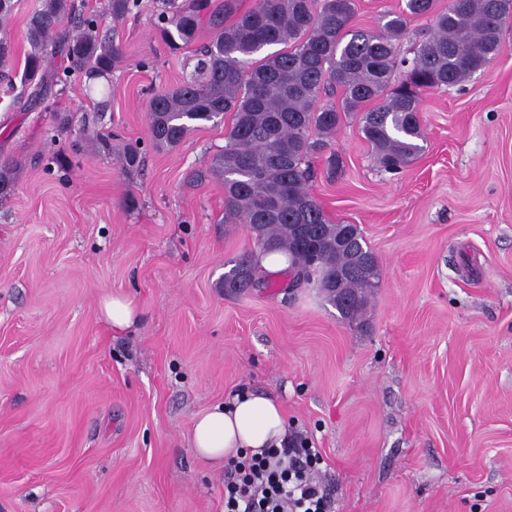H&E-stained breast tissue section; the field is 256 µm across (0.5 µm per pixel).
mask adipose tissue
Returning <instances> with one entry per match:
<instances>
[{"instance_id":"ef3b65f1","label":"adipose tissue","mask_w":512,"mask_h":512,"mask_svg":"<svg viewBox=\"0 0 512 512\" xmlns=\"http://www.w3.org/2000/svg\"><path fill=\"white\" fill-rule=\"evenodd\" d=\"M99 313L113 332L121 333L135 324L140 308L134 296L112 293L101 298ZM287 433L285 414L277 400L243 390L225 404L196 416L190 445L197 457L220 465L242 453L258 455L263 449L281 447Z\"/></svg>"}]
</instances>
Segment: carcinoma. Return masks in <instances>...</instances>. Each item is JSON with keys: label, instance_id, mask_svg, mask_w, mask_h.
I'll return each mask as SVG.
<instances>
[{"label": "carcinoma", "instance_id": "carcinoma-1", "mask_svg": "<svg viewBox=\"0 0 512 512\" xmlns=\"http://www.w3.org/2000/svg\"><path fill=\"white\" fill-rule=\"evenodd\" d=\"M38 3L26 26L23 76L27 100L41 105L76 81L110 74L121 52L74 0ZM138 7L139 0H108L115 18ZM355 11L356 0H254L245 10L239 0H193L163 11L157 30L169 48L194 42L204 22L213 39L200 49L192 77L155 93L148 112L159 149L179 145L198 121L232 117L214 171L224 182L225 211L253 232L255 250L235 260L224 288L271 286L256 253L285 254L290 285L320 289L349 322L363 319L381 269L376 258L356 263L359 251L374 255L358 225L329 222L309 192L316 161L340 169L330 140L343 117L360 112L379 169L397 174L408 167L423 149V94L487 68L500 51L512 0H453L440 11L436 0H405L375 30L352 29ZM419 16L432 17L431 34L412 59H400L396 45ZM11 53L1 38L0 81H11ZM336 91L340 102L328 101ZM334 276L344 279L338 293Z\"/></svg>", "mask_w": 512, "mask_h": 512}]
</instances>
